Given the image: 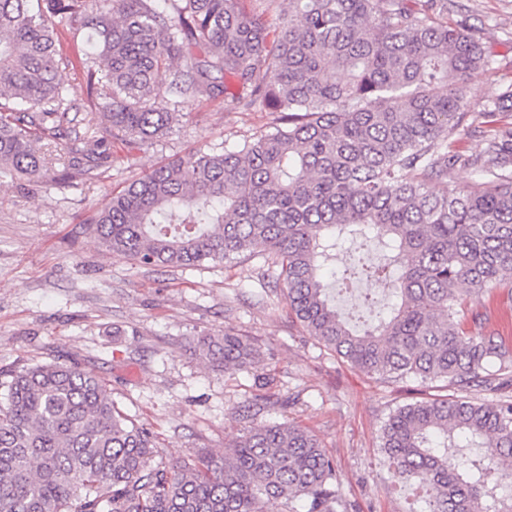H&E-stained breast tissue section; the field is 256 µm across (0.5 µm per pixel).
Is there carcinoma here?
I'll return each instance as SVG.
<instances>
[{"label": "carcinoma", "mask_w": 512, "mask_h": 512, "mask_svg": "<svg viewBox=\"0 0 512 512\" xmlns=\"http://www.w3.org/2000/svg\"><path fill=\"white\" fill-rule=\"evenodd\" d=\"M84 35L87 106L64 84L59 25ZM491 63L448 0H0V179L49 193L112 167V142L152 143L181 99L276 112L230 149L200 146L112 194L87 219L102 246L140 266L200 267L261 253L283 276L304 331L368 376L439 382L396 407L381 449L429 512H512V351L468 303L512 283V82L479 113L478 151L453 137L464 93ZM62 146L50 172L37 145ZM458 168L469 185L437 191ZM359 241L343 317L320 270ZM478 327L465 328L466 317ZM198 353L242 369L253 344L230 330ZM350 512L320 439L288 421L249 427L193 464L158 455L102 381L54 361L0 371V512Z\"/></svg>", "instance_id": "cac0c4a2"}]
</instances>
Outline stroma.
<instances>
[{
    "instance_id": "1",
    "label": "stroma",
    "mask_w": 512,
    "mask_h": 512,
    "mask_svg": "<svg viewBox=\"0 0 512 512\" xmlns=\"http://www.w3.org/2000/svg\"><path fill=\"white\" fill-rule=\"evenodd\" d=\"M448 20L466 22L492 63L467 89L469 114L483 111L512 80V0H448ZM181 119L159 142L112 145L98 180L45 194L0 181V368L56 360L98 376L119 410L149 428L167 460L221 451L248 423L291 420L322 441L336 487L356 512H429L412 487L394 481L381 428L399 405L428 396L427 385L366 376L308 336L289 313L283 280L265 260L183 269L142 267L105 251L88 217L115 188L198 146L231 145L266 130L268 112H228L222 101L180 104ZM473 310L512 348V285L488 291ZM233 330L259 352L227 371L195 354L194 336ZM271 394L274 409L242 419L240 406Z\"/></svg>"
}]
</instances>
